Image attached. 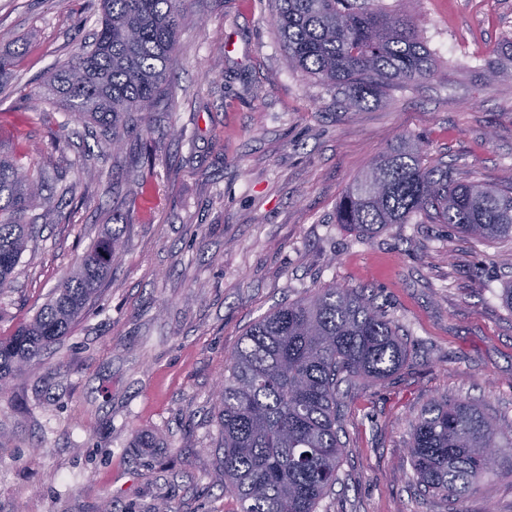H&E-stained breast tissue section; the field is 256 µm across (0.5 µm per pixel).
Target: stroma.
Segmentation results:
<instances>
[{
    "mask_svg": "<svg viewBox=\"0 0 512 512\" xmlns=\"http://www.w3.org/2000/svg\"><path fill=\"white\" fill-rule=\"evenodd\" d=\"M407 7L435 77L345 111L288 67L274 0H186L152 132L126 135L116 155L41 100L97 12L0 0V50L19 52L0 149L75 187H47L32 211L41 232L0 291V336L89 246L120 243L96 304L0 390V512H237L217 463L225 360L269 310L327 287L363 290L411 355L383 383L343 386L340 481L320 512H447L411 478L410 424L447 395L512 421V310L499 298L512 245L422 217L365 240L336 210L374 158L407 143L455 181L512 184V0ZM461 508L512 512V478L481 482Z\"/></svg>",
    "mask_w": 512,
    "mask_h": 512,
    "instance_id": "obj_1",
    "label": "stroma"
}]
</instances>
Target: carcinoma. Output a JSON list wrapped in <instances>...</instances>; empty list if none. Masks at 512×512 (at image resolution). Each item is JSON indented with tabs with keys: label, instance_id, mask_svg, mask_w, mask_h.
Instances as JSON below:
<instances>
[{
	"label": "carcinoma",
	"instance_id": "cac0c4a2",
	"mask_svg": "<svg viewBox=\"0 0 512 512\" xmlns=\"http://www.w3.org/2000/svg\"><path fill=\"white\" fill-rule=\"evenodd\" d=\"M184 0H101L100 28L46 82V99L99 129H120L163 97ZM288 66L336 91L346 110L399 83L431 78L436 60L404 3L275 0ZM48 176L0 155V288L36 236L28 213ZM422 215L479 243L512 241V185L448 178L415 146L376 158L342 198L336 221L368 238ZM109 236L86 252L33 318L0 338V388L68 335L99 295L117 255ZM393 321L354 288H320L253 324L224 368L219 401L224 490L240 512H318L338 483L341 385L378 384L409 358ZM407 458L424 491L458 503L489 476L512 477V423L466 398L431 401L411 423Z\"/></svg>",
	"mask_w": 512,
	"mask_h": 512
}]
</instances>
